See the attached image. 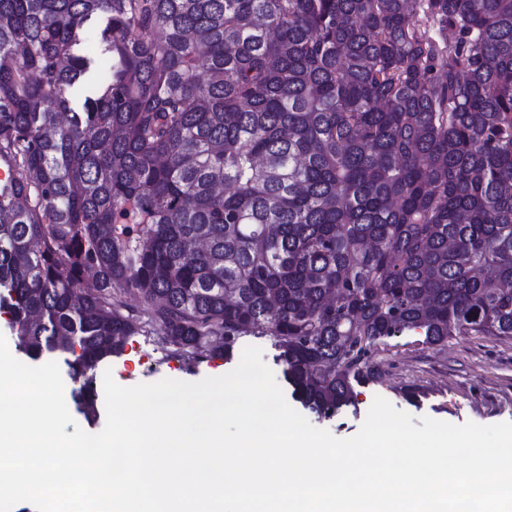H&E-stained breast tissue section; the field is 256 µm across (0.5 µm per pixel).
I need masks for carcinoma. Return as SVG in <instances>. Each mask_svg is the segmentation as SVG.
<instances>
[{"mask_svg": "<svg viewBox=\"0 0 512 512\" xmlns=\"http://www.w3.org/2000/svg\"><path fill=\"white\" fill-rule=\"evenodd\" d=\"M1 164L0 313L88 416L154 326L325 416L405 330L512 337V0H0Z\"/></svg>", "mask_w": 512, "mask_h": 512, "instance_id": "1", "label": "carcinoma"}]
</instances>
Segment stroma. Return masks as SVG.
Segmentation results:
<instances>
[{
  "label": "stroma",
  "mask_w": 512,
  "mask_h": 512,
  "mask_svg": "<svg viewBox=\"0 0 512 512\" xmlns=\"http://www.w3.org/2000/svg\"><path fill=\"white\" fill-rule=\"evenodd\" d=\"M381 382L355 387V404L336 416L308 414L315 427L335 437L355 436L375 397L414 417L460 425L512 422V338L454 336L440 346L426 344L415 332L385 339L373 354ZM232 363L215 356L193 364L166 341L142 335L128 339L121 357L110 364L114 380L125 387L151 384L165 378L197 382L231 371ZM419 389V403H410L404 391Z\"/></svg>",
  "instance_id": "1"
}]
</instances>
